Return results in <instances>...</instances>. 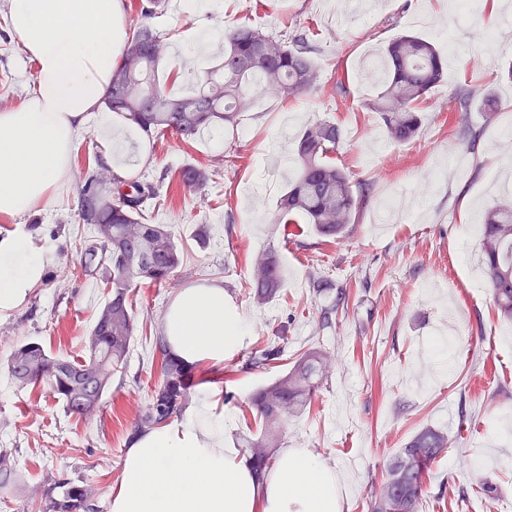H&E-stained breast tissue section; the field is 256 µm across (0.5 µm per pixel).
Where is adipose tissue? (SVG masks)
I'll return each mask as SVG.
<instances>
[{
	"instance_id": "obj_1",
	"label": "adipose tissue",
	"mask_w": 512,
	"mask_h": 512,
	"mask_svg": "<svg viewBox=\"0 0 512 512\" xmlns=\"http://www.w3.org/2000/svg\"><path fill=\"white\" fill-rule=\"evenodd\" d=\"M14 34L34 65V90L0 112V218L50 207L90 125L107 126L101 104L129 28L124 0H9ZM46 249L20 228L0 233V315L22 306L45 278ZM163 334L185 365L223 363L247 339V323L224 288H185ZM108 512H340L335 477L289 449L266 479L224 445V416L210 398L132 437Z\"/></svg>"
}]
</instances>
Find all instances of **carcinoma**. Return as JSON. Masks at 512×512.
<instances>
[{
	"label": "carcinoma",
	"instance_id": "obj_1",
	"mask_svg": "<svg viewBox=\"0 0 512 512\" xmlns=\"http://www.w3.org/2000/svg\"><path fill=\"white\" fill-rule=\"evenodd\" d=\"M164 5L165 0L140 5L145 21L129 35L104 99L119 120L138 128L150 142L170 133L191 148L197 136L211 127L237 126L241 114L254 106L258 91L288 103L312 88L319 78L309 35L273 34L240 26L224 32V59L206 73L198 89L173 96L160 84L158 75L168 46L163 35L146 23ZM384 61L388 62L387 78L369 110L380 114L394 142L404 144L415 138L422 105L427 94L442 82L444 67L434 45L413 34L389 43ZM341 139L340 127L327 121L310 125L297 137L293 152L298 171L280 198V223L301 218L328 239L342 234L351 223L362 199L346 172L330 157ZM215 175L214 170L189 164L181 168L178 178L184 187L202 192ZM164 180L162 176L150 181L142 172L120 178L103 164L78 176V215L92 229L80 252V262L85 271L101 273L109 297L85 338L82 359L51 354L29 339L13 344L7 361L9 375L18 386L46 390L71 417L82 419L95 413L112 388V378L123 373L136 332L130 299L135 282L147 279L165 285L182 272V255L171 229L149 220ZM108 183L112 184L110 193L101 190ZM481 252L494 300L502 315L512 320V203L496 205L485 214ZM282 286L277 254L270 250L259 255L249 283L252 302L269 303ZM347 304L346 291H337L334 304L321 309V324H330ZM155 351L161 358L162 378L136 418L138 429L152 428L180 415L190 389L188 367L171 356L160 337L156 338ZM284 352V347L271 344L253 352L249 364L264 366ZM329 360L327 350L309 349L296 358L288 372L248 400L249 408L263 423L260 436L248 442L249 459L257 471L263 473L273 467L274 449L280 447L279 423L301 413L310 403L327 377ZM450 445L448 434L434 428L415 434L391 462L387 477L367 503L368 512H423L425 472ZM16 452L15 448H0L1 495H15L23 484L14 466ZM495 492L488 479L476 478L470 491L458 494V512H465L470 496L492 501ZM95 502L93 487L63 472L52 473L38 512H98Z\"/></svg>",
	"mask_w": 512,
	"mask_h": 512
}]
</instances>
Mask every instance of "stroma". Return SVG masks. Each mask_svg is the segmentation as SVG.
<instances>
[{"label":"stroma","mask_w":512,"mask_h":512,"mask_svg":"<svg viewBox=\"0 0 512 512\" xmlns=\"http://www.w3.org/2000/svg\"><path fill=\"white\" fill-rule=\"evenodd\" d=\"M150 23L167 40L158 73L175 95L189 93L221 59L217 48L193 56L185 76L173 77L169 62L184 54L180 36L191 28L214 38L243 25L274 33L310 29L320 78L288 104L258 94L237 127L204 133L190 150L172 135L148 151L114 136L127 172L171 182L152 221L172 227L186 274L160 288L137 281L133 309L151 323L137 331L101 410L84 420L68 416L40 389L19 388L7 360L12 342L29 338L51 353L83 356V338L107 300L99 277L79 265L89 227L77 216L74 176L100 154L97 132L75 153L56 206L25 217L47 249L48 265L27 302L0 317V444L15 448L28 490L45 472L63 470L95 486L98 505H105L134 430L132 403L148 401L161 378L152 337L180 289L216 283L246 318L249 337L223 366L193 368L186 404L213 391L224 413L225 446L260 433L259 418L246 407L252 392L320 346L334 366L310 406L283 422V440L335 472L341 512H367L390 459L426 426L447 431L453 445L425 476L423 512H457L449 495L469 489L477 471L496 485L497 498H471L469 512H512V322L500 314L482 269H468L461 259L462 242L480 251L479 241L466 239L469 226L512 198L501 190L512 185V139L505 135L512 129V40L504 38L512 32V0L500 9L475 0L467 12L449 9L448 0H220L202 13L173 6ZM489 28L497 48L487 56L482 41ZM403 34L435 44L445 78L428 95L415 139L398 144L367 109L379 81L363 62ZM343 73L349 81L342 98L336 80ZM33 76L19 40L0 26V96L21 102ZM467 91L492 92L494 108L471 106L459 124L453 111ZM325 120L343 133L336 165L368 192L345 233L331 242L312 225L276 221L296 171L293 142L307 125ZM188 164L215 165L221 175L204 193L189 192L175 184ZM269 249L286 278L279 296L259 307L248 279L253 259ZM318 272L349 293L347 312L327 327L319 314L336 294L314 292ZM277 335L281 359L250 366L251 353Z\"/></svg>","instance_id":"stroma-1"}]
</instances>
